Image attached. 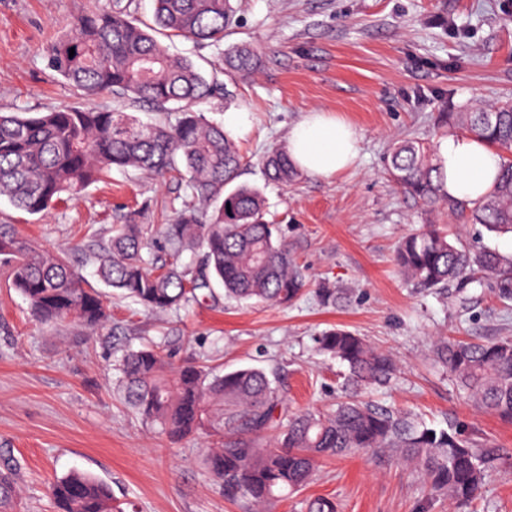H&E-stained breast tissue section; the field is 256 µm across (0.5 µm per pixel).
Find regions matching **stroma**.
I'll return each mask as SVG.
<instances>
[{"instance_id":"stroma-1","label":"stroma","mask_w":512,"mask_h":512,"mask_svg":"<svg viewBox=\"0 0 512 512\" xmlns=\"http://www.w3.org/2000/svg\"><path fill=\"white\" fill-rule=\"evenodd\" d=\"M111 0H0V112H44L75 103L50 66L48 46L83 13ZM225 45L262 53L257 74L227 81L228 104L207 109L253 115L238 139L242 182L261 187L266 218L281 225L309 284L286 308L224 298L154 314L99 281L85 253L125 215L164 223L186 187L113 171L77 199L39 217L0 198V224L24 240L63 249L86 283L101 290L112 324L97 332L77 325L50 329L0 266V512H53L49 486L80 470L105 481L124 512H255L225 499L204 465L209 437L171 442L146 425L119 391L112 368L119 349L153 342L176 358L230 371L265 369L289 411L328 410L342 395L345 368L320 352L317 339L341 326L389 353L400 374L373 393L376 404L418 415L430 425L453 422L477 443L501 448L479 498L463 512H512V423L480 413L460 397L432 353L439 338L486 341L512 336V302L489 287L419 290L397 274L398 242L425 224H448L452 242L512 255V236L448 220L405 195L389 177L392 140L437 139V113L480 101H512V0H232ZM352 123L360 151L333 177L303 175L291 188L265 182L259 157L310 109ZM351 289L352 302L326 308L319 283ZM335 501L338 512H450L428 500L418 474L397 461L364 454L320 460L301 490L265 512H305L308 500Z\"/></svg>"}]
</instances>
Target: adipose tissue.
<instances>
[{"label": "adipose tissue", "mask_w": 512, "mask_h": 512, "mask_svg": "<svg viewBox=\"0 0 512 512\" xmlns=\"http://www.w3.org/2000/svg\"><path fill=\"white\" fill-rule=\"evenodd\" d=\"M359 152L355 127L320 109L306 112L288 133V153L303 172L330 177L349 169ZM436 162L445 174L441 191L475 201L493 187L501 158L493 148L468 136H447L436 144Z\"/></svg>", "instance_id": "ef3b65f1"}]
</instances>
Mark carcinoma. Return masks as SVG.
Segmentation results:
<instances>
[{
    "label": "carcinoma",
    "instance_id": "obj_1",
    "mask_svg": "<svg viewBox=\"0 0 512 512\" xmlns=\"http://www.w3.org/2000/svg\"><path fill=\"white\" fill-rule=\"evenodd\" d=\"M153 2L151 24L135 18L131 3L122 0L81 15L72 33L49 47V61L81 98L104 96L165 112L176 104L175 121L143 123L106 104L0 113V198L42 217L114 169L158 179L174 173L189 193L169 223L141 224L134 212L97 244L102 281L156 314L216 299V283L226 297L290 305L305 287V274L280 226L266 219L262 190L236 183L244 160L234 141L199 109L223 95L224 83L216 72L205 77L193 60L172 57L157 38L167 34L220 48L234 17L231 0ZM260 66V53L250 45L224 49L227 76L248 77ZM436 121L441 135L463 129L500 154L492 190L468 203L441 194L435 146L417 140L393 144L389 177L430 209L512 234V103L439 112ZM261 164L268 179L284 186L300 176L280 146L269 148ZM186 252L196 256L191 265L179 263ZM0 261L39 324L78 323L94 331L110 322L99 292L83 287L66 251L30 246L13 225L0 224ZM394 261L416 288L487 281L499 300L512 301V257L458 247L438 224L406 236ZM317 296L327 308L350 302L347 290L329 285ZM319 346L346 367L345 397L328 412L285 419L278 389L259 368L221 373L193 360L174 366L159 345L125 349L114 367L126 402L145 424L172 441L200 434L221 439L206 466L230 500L264 505L286 497L311 480L319 459L355 452L411 464L431 500L446 497L463 506L476 499L500 460L499 449L476 445L456 425L429 427L412 413L364 400L361 393L389 385L398 367L363 337L336 327L319 337ZM433 352L469 402L512 423V336L438 340ZM274 427L278 433L269 444L259 445L257 438ZM49 496L54 512H116L110 487L86 472L61 478Z\"/></svg>",
    "mask_w": 512,
    "mask_h": 512
}]
</instances>
